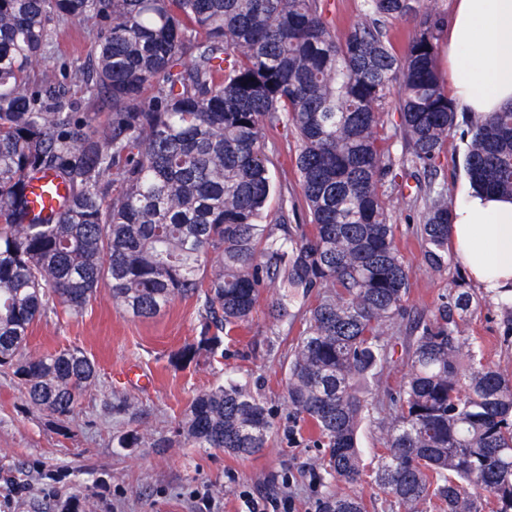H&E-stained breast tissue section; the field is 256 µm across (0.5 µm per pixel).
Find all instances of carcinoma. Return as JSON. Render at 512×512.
Instances as JSON below:
<instances>
[{
	"instance_id": "obj_1",
	"label": "carcinoma",
	"mask_w": 512,
	"mask_h": 512,
	"mask_svg": "<svg viewBox=\"0 0 512 512\" xmlns=\"http://www.w3.org/2000/svg\"><path fill=\"white\" fill-rule=\"evenodd\" d=\"M365 19L336 33L321 0H0V368L30 404L66 428L95 384L78 347L25 352L33 322L59 305L77 317L101 284L133 315L177 297L203 302L204 330L174 352L186 366L252 325L262 292L288 319L315 294L288 366L294 420L314 429L325 471L347 486L317 512H366L357 434L364 413L390 416L374 482L394 512H512V379L483 364L455 313L459 291L411 319L403 354L385 328L408 315L409 271L395 245L384 187L403 169L378 147L382 101L394 93L411 161L435 175L454 147L457 111L436 67L441 18L425 0H366ZM413 20L401 56L383 24ZM80 26L87 60L59 62L56 30ZM107 109L94 126L72 98ZM301 141L307 224L269 218L264 130ZM470 185L512 196V106L470 124ZM51 177L66 199L50 219L28 190ZM448 185L429 187L416 229L425 264L448 266ZM408 371L383 397L362 384ZM276 411L235 378L196 394L174 418L181 447L250 456ZM132 429L119 448H169Z\"/></svg>"
}]
</instances>
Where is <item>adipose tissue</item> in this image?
<instances>
[{"mask_svg": "<svg viewBox=\"0 0 512 512\" xmlns=\"http://www.w3.org/2000/svg\"><path fill=\"white\" fill-rule=\"evenodd\" d=\"M448 96L479 117L512 104V0H453ZM448 244L487 294L512 297V198L470 191L452 207Z\"/></svg>", "mask_w": 512, "mask_h": 512, "instance_id": "ef3b65f1", "label": "adipose tissue"}]
</instances>
